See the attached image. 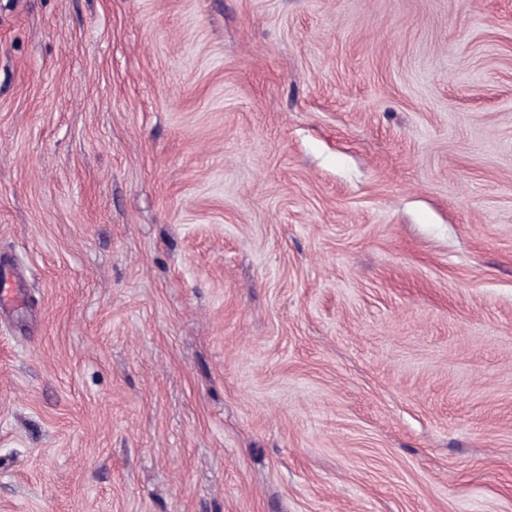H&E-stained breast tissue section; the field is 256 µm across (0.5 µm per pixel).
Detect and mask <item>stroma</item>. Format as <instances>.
I'll return each instance as SVG.
<instances>
[{
  "label": "stroma",
  "instance_id": "35a3bbf8",
  "mask_svg": "<svg viewBox=\"0 0 512 512\" xmlns=\"http://www.w3.org/2000/svg\"><path fill=\"white\" fill-rule=\"evenodd\" d=\"M0 512H512V0H0Z\"/></svg>",
  "mask_w": 512,
  "mask_h": 512
}]
</instances>
